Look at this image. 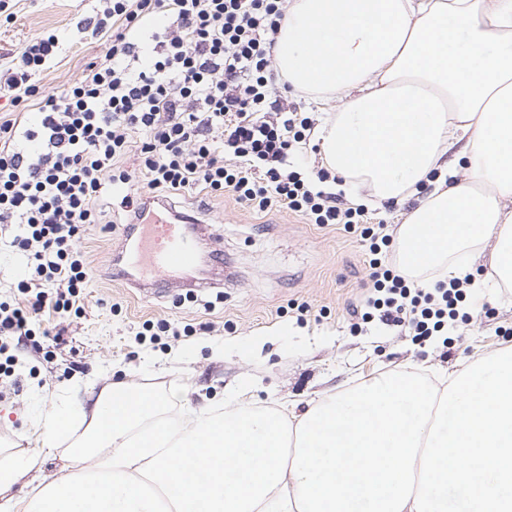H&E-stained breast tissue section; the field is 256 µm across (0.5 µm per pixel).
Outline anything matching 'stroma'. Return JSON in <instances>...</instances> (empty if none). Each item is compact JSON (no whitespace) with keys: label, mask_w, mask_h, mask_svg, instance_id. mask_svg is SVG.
Returning a JSON list of instances; mask_svg holds the SVG:
<instances>
[{"label":"stroma","mask_w":512,"mask_h":512,"mask_svg":"<svg viewBox=\"0 0 512 512\" xmlns=\"http://www.w3.org/2000/svg\"><path fill=\"white\" fill-rule=\"evenodd\" d=\"M12 3V19L0 16V76L47 29L63 50L38 76L44 93L67 88L102 55L104 43L92 34L98 0ZM141 191L135 177L108 193L112 224L89 226L76 243L93 272L82 314L64 322L46 316L43 334L20 338L18 366L0 374V462L38 447L48 412L115 383L152 392L174 414L252 405L301 411L386 370L422 364L452 371L512 346V285L496 276L476 291L488 309H472L450 346L385 335L351 314L371 287L366 249L355 235L284 208L259 212L199 191L175 196L176 208L222 237L231 279L218 289L187 295L174 285L141 299L113 270L126 234L120 201ZM14 233V225L0 223V301L7 303L25 274L9 246ZM301 303L308 313L298 311ZM148 320L166 323V332L143 336Z\"/></svg>","instance_id":"35a3bbf8"}]
</instances>
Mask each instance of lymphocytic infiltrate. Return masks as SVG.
Returning a JSON list of instances; mask_svg holds the SVG:
<instances>
[{
    "label": "lymphocytic infiltrate",
    "instance_id": "obj_1",
    "mask_svg": "<svg viewBox=\"0 0 512 512\" xmlns=\"http://www.w3.org/2000/svg\"><path fill=\"white\" fill-rule=\"evenodd\" d=\"M94 30L105 50L60 94L35 82L60 52L54 32L28 40L15 71L0 85L12 107L37 106L35 128L0 120V223L17 225L14 247L26 259L22 299L0 303V355L13 337L31 335L45 313L80 314L92 270L76 241L86 225L106 223L107 188L127 184L122 165L134 155L144 195L124 196L130 221H143L147 199L201 190L234 196L263 212L284 207L313 224H340L369 245L373 293L360 314L404 335H447L467 302L471 277L425 287L388 262L395 242L365 206L345 205L320 189L294 161L310 143L314 122L281 113L270 68L287 0H100ZM28 150H12L17 136Z\"/></svg>",
    "mask_w": 512,
    "mask_h": 512
}]
</instances>
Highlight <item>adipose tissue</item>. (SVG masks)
<instances>
[{"label": "adipose tissue", "instance_id": "1", "mask_svg": "<svg viewBox=\"0 0 512 512\" xmlns=\"http://www.w3.org/2000/svg\"><path fill=\"white\" fill-rule=\"evenodd\" d=\"M274 53L295 91L344 94L317 129L343 189L417 199L404 269L460 276L445 256L465 248L512 280V0H292ZM428 371H386L297 414L188 411L179 428L159 398L104 390L48 414L40 448L0 465V497L13 512H512V346L440 387ZM80 416L82 474L13 495Z\"/></svg>", "mask_w": 512, "mask_h": 512}]
</instances>
